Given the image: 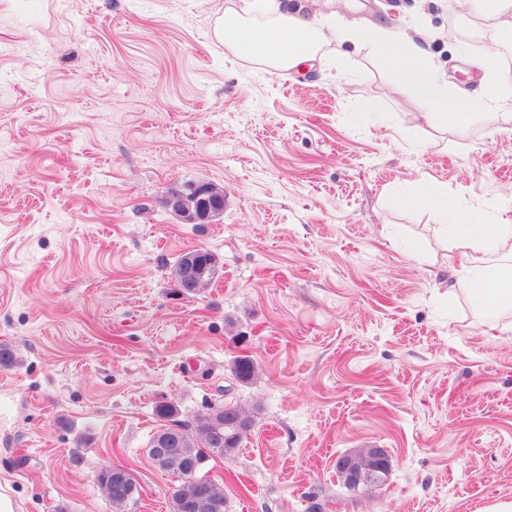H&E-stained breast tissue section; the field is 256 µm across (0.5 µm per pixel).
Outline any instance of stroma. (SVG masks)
<instances>
[{
  "label": "stroma",
  "instance_id": "35a3bbf8",
  "mask_svg": "<svg viewBox=\"0 0 512 512\" xmlns=\"http://www.w3.org/2000/svg\"><path fill=\"white\" fill-rule=\"evenodd\" d=\"M328 23L428 28L449 79L489 34L447 0H305ZM241 0H0V488L15 512H169L148 455L169 404L229 398L256 425L209 456L227 512H484L512 501V316L488 330L423 210L421 174L495 216L512 194V107L436 134L366 51L274 71L214 35ZM209 182L211 224L161 201ZM217 260L191 298L171 268ZM250 356L259 376L233 383ZM383 448L380 487L337 456ZM231 373L237 382L252 384L257 378L258 367L250 356L239 355L231 363ZM122 473L123 468L119 465L113 466V469L112 466H106L99 471L97 476L98 486L103 490L107 500L112 505L113 512H124L126 504L134 499L138 491L137 483L130 471L129 475L132 480L131 484L134 486L133 490H129L113 480L112 475L115 476V479H121Z\"/></svg>",
  "mask_w": 512,
  "mask_h": 512
}]
</instances>
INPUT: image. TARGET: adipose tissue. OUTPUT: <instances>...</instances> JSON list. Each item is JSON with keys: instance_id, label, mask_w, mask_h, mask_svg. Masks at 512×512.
<instances>
[{"instance_id": "obj_1", "label": "adipose tissue", "mask_w": 512, "mask_h": 512, "mask_svg": "<svg viewBox=\"0 0 512 512\" xmlns=\"http://www.w3.org/2000/svg\"><path fill=\"white\" fill-rule=\"evenodd\" d=\"M215 33L236 55L288 70L312 60L325 43L352 42L369 51L397 88L414 93L421 118L439 133L462 128L474 113L492 115L512 102V87L499 77L496 46H484L475 56L482 89L471 92L448 82L427 49L430 34L421 26L399 31L380 25L333 28L303 8L287 6L263 24L254 23L246 12L227 11ZM420 182L421 189L403 197L402 205L429 210L447 227L460 257L456 274L468 283L478 306L512 308V196L499 199V219L491 224L446 188L431 187L428 177Z\"/></svg>"}]
</instances>
